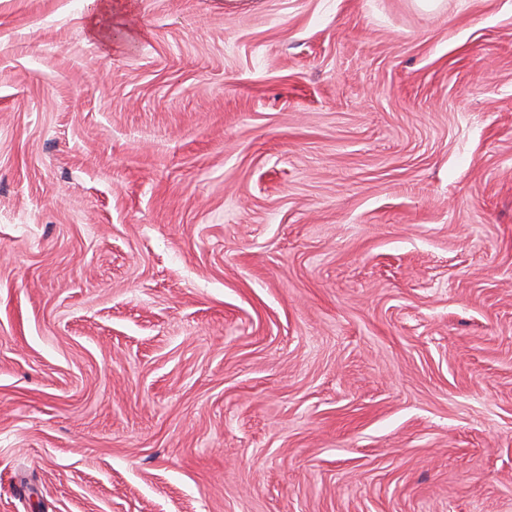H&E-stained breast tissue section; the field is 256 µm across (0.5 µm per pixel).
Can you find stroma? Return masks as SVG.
<instances>
[{
	"instance_id": "stroma-1",
	"label": "stroma",
	"mask_w": 512,
	"mask_h": 512,
	"mask_svg": "<svg viewBox=\"0 0 512 512\" xmlns=\"http://www.w3.org/2000/svg\"><path fill=\"white\" fill-rule=\"evenodd\" d=\"M0 0V512H512V0ZM93 5L91 13L92 32L103 44H112V27L100 25L101 18L112 12V2L106 0H88Z\"/></svg>"
}]
</instances>
